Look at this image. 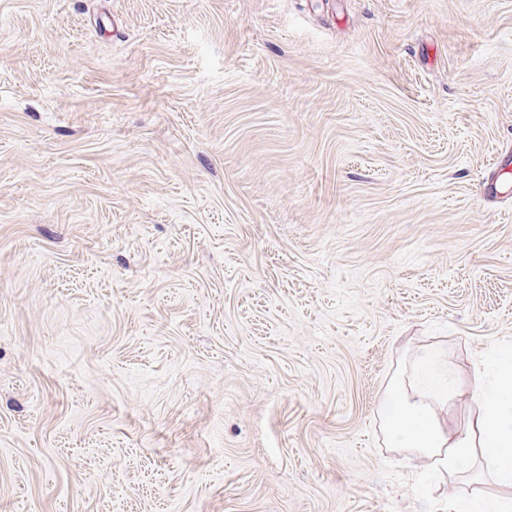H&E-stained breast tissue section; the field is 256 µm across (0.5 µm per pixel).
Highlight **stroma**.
<instances>
[{
    "label": "stroma",
    "mask_w": 512,
    "mask_h": 512,
    "mask_svg": "<svg viewBox=\"0 0 512 512\" xmlns=\"http://www.w3.org/2000/svg\"><path fill=\"white\" fill-rule=\"evenodd\" d=\"M507 155L512 0H0V512L512 504ZM418 373L408 390L402 385L394 388L385 402L394 404L392 415L385 414L386 427L392 436L403 443V448H416L435 459L439 469L454 477L474 448H488L499 459V476L512 480V412L505 409L498 396L491 404L492 414L475 420L474 433L453 432L439 418L435 410L430 384L436 376V367L427 354L417 360Z\"/></svg>",
    "instance_id": "obj_1"
}]
</instances>
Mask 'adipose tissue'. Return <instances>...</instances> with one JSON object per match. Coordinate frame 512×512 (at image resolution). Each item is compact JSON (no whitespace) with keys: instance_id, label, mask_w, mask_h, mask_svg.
<instances>
[{"instance_id":"1","label":"adipose tissue","mask_w":512,"mask_h":512,"mask_svg":"<svg viewBox=\"0 0 512 512\" xmlns=\"http://www.w3.org/2000/svg\"><path fill=\"white\" fill-rule=\"evenodd\" d=\"M418 373L409 386H397L388 395L392 415L386 427L407 448L432 457L439 469L456 475L474 449L486 448L499 459L498 474L512 480V411L492 402L491 415L474 422L472 429L451 431L439 418L430 384L436 368L428 355H419Z\"/></svg>"}]
</instances>
